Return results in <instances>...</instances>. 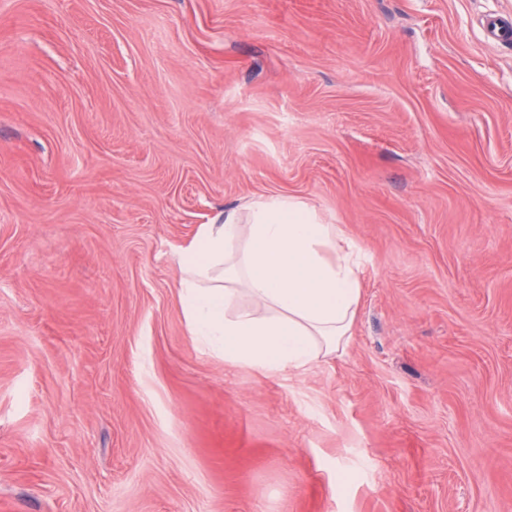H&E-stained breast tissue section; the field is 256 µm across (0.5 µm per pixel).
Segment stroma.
I'll return each instance as SVG.
<instances>
[{
    "label": "stroma",
    "mask_w": 512,
    "mask_h": 512,
    "mask_svg": "<svg viewBox=\"0 0 512 512\" xmlns=\"http://www.w3.org/2000/svg\"><path fill=\"white\" fill-rule=\"evenodd\" d=\"M512 0H0V512H512ZM298 197L346 352L192 336L179 245ZM484 31L489 42L510 44L512 42V18L490 14L485 19Z\"/></svg>",
    "instance_id": "35a3bbf8"
}]
</instances>
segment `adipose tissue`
Returning <instances> with one entry per match:
<instances>
[{
  "label": "adipose tissue",
  "instance_id": "ef3b65f1",
  "mask_svg": "<svg viewBox=\"0 0 512 512\" xmlns=\"http://www.w3.org/2000/svg\"><path fill=\"white\" fill-rule=\"evenodd\" d=\"M188 328L230 367L302 371L347 347L362 299L361 257L307 202L260 196L178 246Z\"/></svg>",
  "mask_w": 512,
  "mask_h": 512
}]
</instances>
